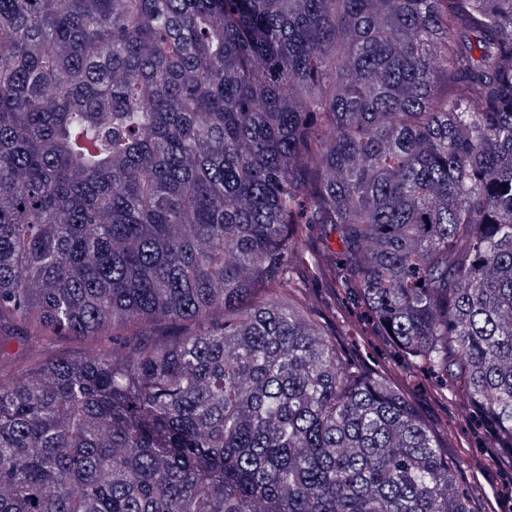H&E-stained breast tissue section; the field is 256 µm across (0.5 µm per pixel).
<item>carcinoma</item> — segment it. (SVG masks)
<instances>
[{"instance_id":"1","label":"carcinoma","mask_w":512,"mask_h":512,"mask_svg":"<svg viewBox=\"0 0 512 512\" xmlns=\"http://www.w3.org/2000/svg\"><path fill=\"white\" fill-rule=\"evenodd\" d=\"M322 284L512 458V0H0V512H470ZM361 310L351 303L347 304L344 312V322L336 321V339L346 348L348 355L355 361L372 369H380L385 366H398L400 375H409L406 367L398 363L395 349L384 336L377 337L367 342L363 336H356L354 323L360 317ZM86 344L74 339L60 338L41 346L33 356L44 359L56 358L67 354H77L86 348Z\"/></svg>"}]
</instances>
